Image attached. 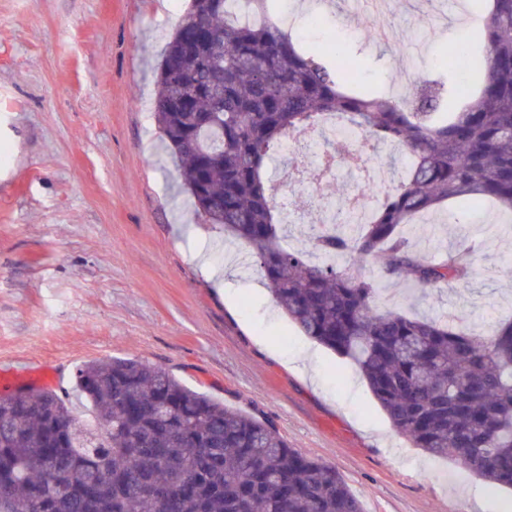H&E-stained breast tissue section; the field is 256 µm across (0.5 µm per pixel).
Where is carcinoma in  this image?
<instances>
[{
  "mask_svg": "<svg viewBox=\"0 0 512 512\" xmlns=\"http://www.w3.org/2000/svg\"><path fill=\"white\" fill-rule=\"evenodd\" d=\"M488 4L469 43L474 92L450 112L444 82L405 101L349 86L271 19L274 0H191L164 50L155 118L198 219L247 243L298 330L357 366L413 447L512 490V321L481 333L376 309L375 281L284 244L265 176L273 148L325 115L393 142L409 157L396 191L353 229L313 225L311 247L378 259L423 289L472 279L474 247L426 260L402 231L450 200L512 214V0ZM75 388L89 421L46 387L0 397V512H362L334 467L159 367L92 361Z\"/></svg>",
  "mask_w": 512,
  "mask_h": 512,
  "instance_id": "cac0c4a2",
  "label": "carcinoma"
}]
</instances>
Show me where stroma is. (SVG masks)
Segmentation results:
<instances>
[{
	"mask_svg": "<svg viewBox=\"0 0 512 512\" xmlns=\"http://www.w3.org/2000/svg\"><path fill=\"white\" fill-rule=\"evenodd\" d=\"M190 0H0V361L58 367L52 387L77 417L81 365L108 357L161 367L225 407L269 422L289 446L336 468L363 512H512V490L412 447L358 369L303 336L278 308L247 245L224 252L177 189L154 118L164 47ZM321 44L344 26L386 25L400 54L342 44L360 83L387 97L398 71L450 79L463 35L454 0H389L349 16L342 0H292ZM435 259L476 245L477 275L421 294L374 279L380 308L492 326L512 315V217L445 206L408 225ZM320 354V378L304 371Z\"/></svg>",
	"mask_w": 512,
	"mask_h": 512,
	"instance_id": "obj_1",
	"label": "stroma"
}]
</instances>
